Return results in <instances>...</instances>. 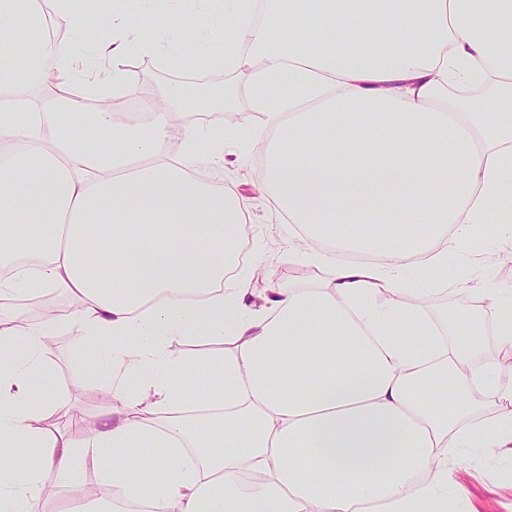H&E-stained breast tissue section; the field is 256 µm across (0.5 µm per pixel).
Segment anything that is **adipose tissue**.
Masks as SVG:
<instances>
[{
	"instance_id": "adipose-tissue-1",
	"label": "adipose tissue",
	"mask_w": 512,
	"mask_h": 512,
	"mask_svg": "<svg viewBox=\"0 0 512 512\" xmlns=\"http://www.w3.org/2000/svg\"><path fill=\"white\" fill-rule=\"evenodd\" d=\"M96 0L91 38L70 0H0V33L21 20L35 52L0 43V512H30L47 474L79 495L92 466L100 512H447L465 448L512 447V369L485 358L478 324L444 334L399 300L404 273L447 271L479 228L505 223L512 187V0H210L159 38V6ZM67 27L61 40L52 29ZM253 72L264 142L258 192L288 223L314 285L229 272L247 201L194 177L201 137L177 122L182 84L126 119L84 124L85 100L133 97L130 52ZM482 86L480 103L449 89ZM112 279H105V271ZM512 351L498 289L452 279ZM71 299L62 318L112 348L87 379L113 405L76 438L44 357L49 325L24 319L34 292ZM220 338L224 354L176 349ZM494 409L474 425L478 411Z\"/></svg>"
}]
</instances>
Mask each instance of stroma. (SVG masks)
<instances>
[{"mask_svg": "<svg viewBox=\"0 0 512 512\" xmlns=\"http://www.w3.org/2000/svg\"><path fill=\"white\" fill-rule=\"evenodd\" d=\"M138 94L146 99L160 98L170 84L202 80L205 82H226L235 93L233 109L238 115L235 122H228L220 112H195L187 114L189 122L209 127L235 126L245 133V140L228 147L223 164L209 161L199 166L195 175L204 182L217 186L234 187L249 204L248 224L250 243L259 245V252H248V259L262 257L271 266L276 278L284 286L307 284L306 267L288 258V239L291 225L282 223L277 212L259 195L255 186L263 170L259 154L253 145L256 136H271V129L265 125L263 113L255 111L250 104L251 77L249 71L226 72L208 69L199 73L196 67L166 69L153 61H146L144 68L136 73ZM496 243L492 231L474 236L466 256L457 258L456 276L473 282L492 285H512V264L482 268L475 264V257L488 254ZM53 349L47 350L46 359L58 370V391L69 399L80 424L72 433L84 437L99 423V415L105 408L101 390L84 382L83 376L101 353L108 351L110 342H100L95 350L85 349L77 341L78 330L66 323L52 326ZM453 512H512V454L500 449L487 453L473 449L458 465L454 482L448 489Z\"/></svg>", "mask_w": 512, "mask_h": 512, "instance_id": "obj_1", "label": "stroma"}]
</instances>
